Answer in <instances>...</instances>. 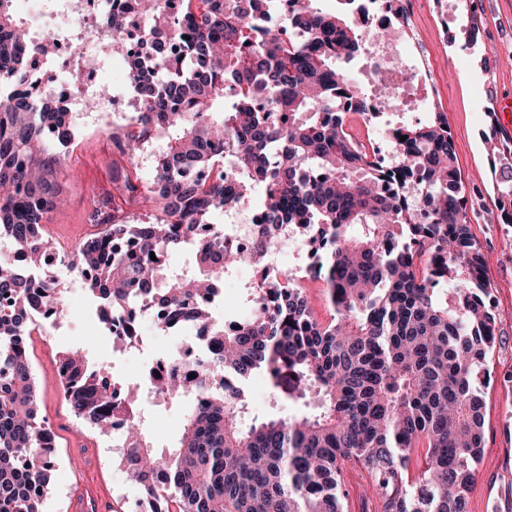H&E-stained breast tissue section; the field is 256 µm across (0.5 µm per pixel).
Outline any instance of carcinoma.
Listing matches in <instances>:
<instances>
[{
	"label": "carcinoma",
	"mask_w": 512,
	"mask_h": 512,
	"mask_svg": "<svg viewBox=\"0 0 512 512\" xmlns=\"http://www.w3.org/2000/svg\"><path fill=\"white\" fill-rule=\"evenodd\" d=\"M12 2L0 0V78L22 87L27 37ZM316 2L121 0L112 11V46L127 47L134 17L148 48L126 57L138 111L112 134L122 163L90 215L104 229L79 243L73 266L106 330L117 314L158 301L169 307L158 328L186 317L205 325L216 361L167 451L141 427L137 385L109 382L71 348L56 376L74 415L101 431L127 417L121 460L153 512H345V473L355 465L380 512H467L498 333L454 140L441 112L402 127L403 159L434 223L379 192L384 171L345 133V105L363 117L398 103L380 83L369 95L339 65L360 47L357 0H344L346 14ZM474 5L456 0L464 49L482 43ZM59 114L57 100L24 90L0 102V239L11 245L0 260V295L11 299L10 312L0 311V512H41L54 463L21 313L43 306L64 317L62 290L46 273L29 280L15 252L37 267L52 247L41 226L59 203V144L71 130L60 124L49 138L44 129ZM161 133L167 146L148 182L137 157ZM226 156L238 169L232 183ZM490 159L494 223L512 224V140ZM257 191L264 220L243 252L210 219ZM285 224L312 244L305 275L263 276L250 288L248 317L216 320L205 297L238 265L266 268ZM189 244L192 267L172 271L169 255ZM306 279L323 283L329 322L312 311ZM257 372L298 412L244 428L240 382ZM162 382L172 401L188 378Z\"/></svg>",
	"instance_id": "obj_1"
}]
</instances>
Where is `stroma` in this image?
<instances>
[{"label": "stroma", "mask_w": 512, "mask_h": 512, "mask_svg": "<svg viewBox=\"0 0 512 512\" xmlns=\"http://www.w3.org/2000/svg\"><path fill=\"white\" fill-rule=\"evenodd\" d=\"M486 22V53L449 49L441 53L434 18L424 0L411 10L425 46L434 58V93L445 108L457 166L475 192L467 209L470 231L483 247L490 299L498 317V342L492 353L494 382L484 392V453L471 493L469 512H512V224L492 221L495 196L484 138L485 108L512 98V0H476ZM120 155L111 134L85 129L75 151L66 157L60 178L62 204L49 215L47 231L56 245H74L95 233L88 215L95 196L112 188V163ZM253 283L250 267L239 266L224 280V299L217 316L243 318L249 313L246 294ZM68 314L51 331L49 345H37L33 366L40 396V416L56 435L57 455L50 473L42 512H70L80 483L98 482L122 498L138 496L110 450L111 435L76 417L56 379V355L81 342L88 359L119 382L140 381L144 361L134 351L114 358L112 339L104 331L94 302L85 290L64 294ZM192 410L189 399L150 401L142 425L158 449L175 446Z\"/></svg>", "instance_id": "35a3bbf8"}]
</instances>
